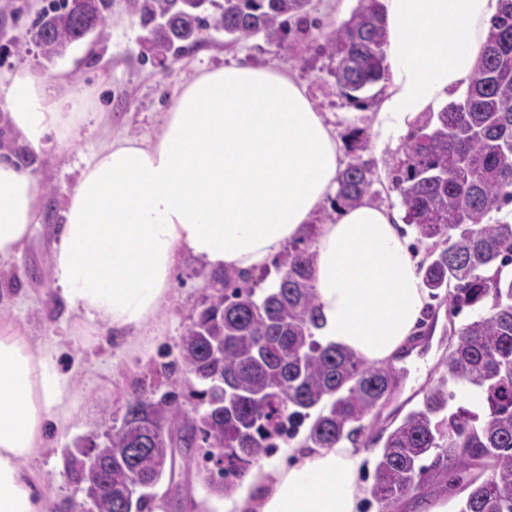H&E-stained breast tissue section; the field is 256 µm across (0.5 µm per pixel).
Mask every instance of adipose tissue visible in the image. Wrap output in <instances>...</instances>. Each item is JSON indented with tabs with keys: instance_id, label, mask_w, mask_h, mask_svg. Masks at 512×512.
<instances>
[{
	"instance_id": "1",
	"label": "adipose tissue",
	"mask_w": 512,
	"mask_h": 512,
	"mask_svg": "<svg viewBox=\"0 0 512 512\" xmlns=\"http://www.w3.org/2000/svg\"><path fill=\"white\" fill-rule=\"evenodd\" d=\"M388 65L372 114L396 144L472 81L498 0H380ZM8 128L29 153L91 119L64 78L0 77ZM342 143L288 72L230 63L190 80L151 138L107 142L69 197L52 274L64 304L115 334L142 330L186 255L249 270L300 237L336 193ZM44 182L0 157V269L29 241ZM323 342L371 364L406 345L426 288L397 211L371 200L322 225L312 260ZM53 341L0 320V512H48L23 465L62 425L72 383ZM253 466L234 512H359L364 458L347 445L286 451Z\"/></svg>"
}]
</instances>
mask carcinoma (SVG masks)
Returning a JSON list of instances; mask_svg holds the SVG:
<instances>
[{"mask_svg":"<svg viewBox=\"0 0 512 512\" xmlns=\"http://www.w3.org/2000/svg\"><path fill=\"white\" fill-rule=\"evenodd\" d=\"M490 20L476 74L461 96L425 115L407 137L405 158L392 162V186L403 221L433 241L420 266L434 298L456 312L488 309L461 326L449 347L446 374L387 434L374 463L372 496L380 512L401 500L424 501L426 480L468 489L459 512H512V221L497 217L512 204V0ZM310 0H224L206 15L195 0H133L157 56L184 51L210 28L235 40L260 36L283 44L290 22L301 21ZM107 0H49L35 19V43L53 62L102 21ZM321 48L335 63L339 94L355 108L385 77L379 0H358L350 16L321 31ZM349 160L338 171L336 201L372 196L374 171L362 159L363 129L345 134ZM291 244L275 258L277 278L250 285L252 271L212 277L213 293L181 336L178 353L202 385L192 391L195 417L181 421L173 400L137 396L121 427L104 442L103 463L74 459L82 490L98 487L93 512H151L152 489L165 474L171 430L204 446V460L228 457L224 469L205 468L211 492L230 496L249 465L310 421L304 444L356 445L363 421L392 397L397 371L315 339L317 297L313 254ZM430 460L424 465L422 461ZM488 473L481 480L475 472Z\"/></svg>","mask_w":512,"mask_h":512,"instance_id":"1","label":"carcinoma"}]
</instances>
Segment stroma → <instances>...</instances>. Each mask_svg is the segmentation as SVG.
Masks as SVG:
<instances>
[{"label": "stroma", "mask_w": 512, "mask_h": 512, "mask_svg": "<svg viewBox=\"0 0 512 512\" xmlns=\"http://www.w3.org/2000/svg\"><path fill=\"white\" fill-rule=\"evenodd\" d=\"M48 2L0 0V75L24 68L48 80L66 74L72 91L82 95L85 111L101 113L102 120L97 128H81L74 141L53 145L36 157L34 167L47 187L44 205L22 255L10 271L0 272V289L21 291L16 298L0 299V319L13 321L35 339L63 340L59 364L73 384L74 402L66 426L49 428L45 448L25 467L34 475L49 512H71L74 504L85 500L81 485L66 476L78 438L92 433L103 437L120 428L127 402L136 393L154 398L168 393L176 406L192 411L195 401L190 392L197 383L187 379L176 362L178 343L209 297L212 277L199 260L183 257L155 319L133 336L131 353L105 335L101 324L67 310L52 279V253L61 211L82 169L107 139L153 136L164 112L189 80L233 61L288 70L303 82L334 132L345 134L338 115L351 106L338 95L333 63L316 36L319 30L348 18L358 0H312L304 23L292 25L287 40L279 46L259 36L234 41L213 30L201 45L163 61L149 52L148 33L129 0H111L104 13L103 37L70 47L51 65L45 64L33 39V22ZM403 155V148L382 150L374 144L366 151V158L376 162L373 189L378 205L398 207L387 163ZM425 307L435 311L436 319L417 324L416 330L437 335V349L419 348L409 361L393 359V367L401 374L400 384L387 406L365 419L367 435L395 427L422 403L444 371L450 325L459 326L474 317L470 311L449 316L447 302L434 298ZM204 468L205 461L195 450L179 460L174 481H162L156 489L167 512H222L227 507L228 498L204 486Z\"/></svg>", "instance_id": "obj_1"}]
</instances>
